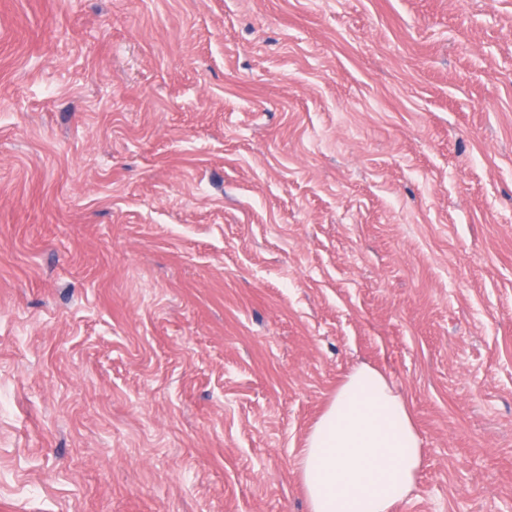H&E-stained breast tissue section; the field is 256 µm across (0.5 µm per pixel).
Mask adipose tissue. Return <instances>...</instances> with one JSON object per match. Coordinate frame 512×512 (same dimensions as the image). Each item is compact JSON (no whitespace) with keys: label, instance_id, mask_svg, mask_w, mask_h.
Instances as JSON below:
<instances>
[{"label":"adipose tissue","instance_id":"obj_1","mask_svg":"<svg viewBox=\"0 0 512 512\" xmlns=\"http://www.w3.org/2000/svg\"><path fill=\"white\" fill-rule=\"evenodd\" d=\"M409 409L377 370H353L297 461L309 512H394L422 469Z\"/></svg>","mask_w":512,"mask_h":512}]
</instances>
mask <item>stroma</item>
<instances>
[{
  "mask_svg": "<svg viewBox=\"0 0 512 512\" xmlns=\"http://www.w3.org/2000/svg\"><path fill=\"white\" fill-rule=\"evenodd\" d=\"M360 366L512 512V0H0V512H308Z\"/></svg>",
  "mask_w": 512,
  "mask_h": 512,
  "instance_id": "stroma-1",
  "label": "stroma"
}]
</instances>
